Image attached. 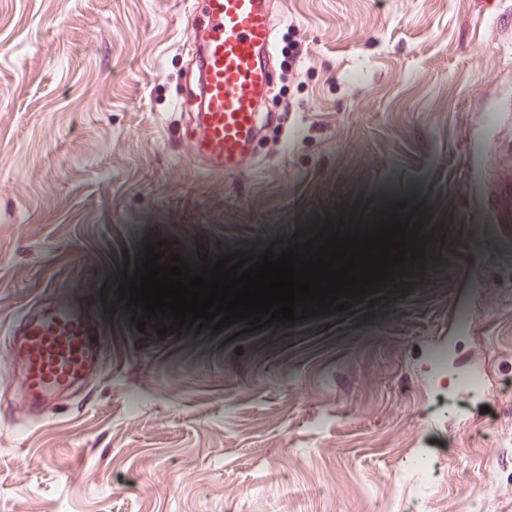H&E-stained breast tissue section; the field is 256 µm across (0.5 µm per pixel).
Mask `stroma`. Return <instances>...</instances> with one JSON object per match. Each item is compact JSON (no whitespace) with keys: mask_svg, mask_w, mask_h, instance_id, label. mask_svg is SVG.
<instances>
[{"mask_svg":"<svg viewBox=\"0 0 512 512\" xmlns=\"http://www.w3.org/2000/svg\"><path fill=\"white\" fill-rule=\"evenodd\" d=\"M198 0H0V512H512V0H276L256 153L201 177ZM400 206L418 274L246 332L132 322L123 270ZM75 301L111 372L11 433L9 325ZM482 372L472 394L453 375Z\"/></svg>","mask_w":512,"mask_h":512,"instance_id":"stroma-1","label":"stroma"}]
</instances>
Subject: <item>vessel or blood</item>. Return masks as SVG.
I'll list each match as a JSON object with an SVG mask.
<instances>
[{"instance_id":"obj_1","label":"vessel or blood","mask_w":512,"mask_h":512,"mask_svg":"<svg viewBox=\"0 0 512 512\" xmlns=\"http://www.w3.org/2000/svg\"><path fill=\"white\" fill-rule=\"evenodd\" d=\"M273 0H203V37L198 53L196 119L206 173L236 168L253 145L259 103L273 80ZM13 349L22 360L25 415L12 418L14 432L29 430L28 417L55 406L59 393L93 384L102 372L77 307L62 314L32 307L14 319Z\"/></svg>"}]
</instances>
